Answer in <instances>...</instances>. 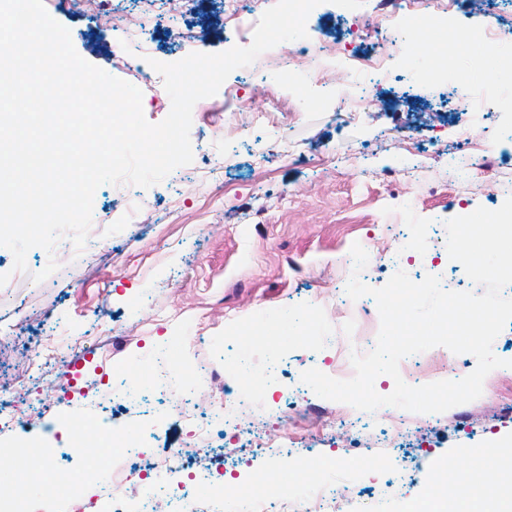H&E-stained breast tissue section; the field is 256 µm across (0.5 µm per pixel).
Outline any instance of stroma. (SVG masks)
Segmentation results:
<instances>
[{"mask_svg": "<svg viewBox=\"0 0 512 512\" xmlns=\"http://www.w3.org/2000/svg\"><path fill=\"white\" fill-rule=\"evenodd\" d=\"M380 0L348 10L315 7L306 29L322 34L327 62L311 69L309 58L267 72L234 70L224 93L198 101L192 113L191 164L148 188L131 186L125 197L100 186L93 221L103 243L95 259L61 252L57 269L43 281L41 249L26 261L31 279L0 295V336L20 339L42 333L78 340L74 368L59 364L32 374L27 349L0 351V382L18 379L25 396L44 401L50 413L32 409L25 424L0 433V459L20 444L54 433L57 445L85 441L93 432H155L154 447L178 449L189 427L166 400L144 403L99 400L98 391L121 370L136 383L158 362L172 370L168 392L205 410L197 392L206 361L223 370L225 389L260 394L263 406L244 410L235 428L214 432L212 451L231 459V470L213 472L242 482L258 473L290 474L288 486L272 484L276 501L322 485H335L341 512H405L425 499L440 469L465 473L475 449L512 451V369L490 372L482 395L440 414L384 406L375 412L299 390L301 375L315 368L332 374L338 357L371 351L375 336L349 320L345 292L350 250L360 244L383 287L396 270L416 282L440 276L445 289L483 293L446 251L447 220L477 207L499 208L512 195V99L495 97L512 86V59L495 56L500 74L492 84L471 56L441 49L438 40L463 28L482 31L489 10L512 28V0H437L415 9L412 27L428 44L435 68L410 74L395 68L354 119L341 121L338 106L355 85L339 64L347 51L375 49L369 32L349 36L351 24L368 26ZM49 15L67 28L77 53L139 88L146 119L161 122L171 108L152 61L173 63L197 52L233 47L232 21L224 0H118L117 16L102 18L101 0L72 9L68 0H44ZM151 33L148 63L138 55L140 26ZM466 70L477 98L460 107L448 69ZM474 143L471 163L450 166L461 145L458 127ZM497 137L507 150L491 167L481 165L477 143ZM429 235L434 253L397 254L405 233ZM204 335L192 346L189 339ZM410 385L420 386L449 366L471 373L477 361L438 346L403 359ZM274 441L265 453L250 438Z\"/></svg>", "mask_w": 512, "mask_h": 512, "instance_id": "35a3bbf8", "label": "stroma"}]
</instances>
